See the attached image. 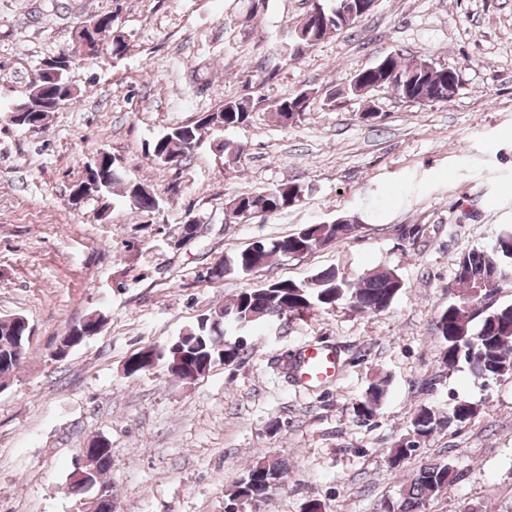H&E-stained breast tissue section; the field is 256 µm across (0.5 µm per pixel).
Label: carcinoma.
<instances>
[{"instance_id":"1","label":"carcinoma","mask_w":512,"mask_h":512,"mask_svg":"<svg viewBox=\"0 0 512 512\" xmlns=\"http://www.w3.org/2000/svg\"><path fill=\"white\" fill-rule=\"evenodd\" d=\"M369 16L365 0H311L306 15L289 30L283 48L289 60L298 59L305 51L335 34L355 29ZM92 31L74 39L72 53L65 58L50 57L41 62L38 79L29 96L18 102L19 115L9 118L11 125L28 130L42 128L50 114L61 105L75 99L76 91L69 80L73 58L94 52L102 44V35L112 29V14L93 19ZM391 71L361 69L349 82L350 94L367 97L363 89L381 84L391 88L401 98L418 103L441 102L448 99V91L458 88L456 69L435 61L430 56L404 58L399 54L384 55ZM405 75L401 84L391 77L394 71ZM310 110V98L296 94L283 98L274 105L279 123L286 124L288 113L300 119ZM254 106L247 97L224 100L217 109L204 113L193 123L169 128L148 148V157L160 164L182 163L202 143L201 131L207 129L216 135L214 150L224 165L237 163L244 146L223 138L224 130L248 123ZM116 185L123 186V198L138 212H151L158 198L147 186L126 179L115 165V158L107 151L100 152L84 169L83 177L73 185V192L89 198H103ZM306 189L295 182L285 181L270 188L251 193L233 194L226 207L234 213L224 215V223L237 224V211L257 210L264 215L275 214L294 206L305 197ZM352 230L347 222L306 224L287 236L261 240L257 249L251 246L227 255L218 261L221 272L208 278L198 274L201 283H218L229 275H248L270 265L277 256L309 254L315 243H331L346 237ZM512 277V229L499 235L489 246L473 248L459 257L455 281L459 290L448 307L438 316L436 329L445 349L443 360L448 365L464 363L471 376L481 382L497 380L512 374V303L495 304V294L485 293L481 285L490 280L498 282ZM403 288L399 276L391 270H377L357 282H352L336 268H326L313 274L307 281L273 280L260 288H247L224 305L210 310L197 319L174 342L166 346H148L126 361L132 366L130 374L137 375L136 362L145 354L150 360L162 363L172 374L182 378L189 374L181 364L189 360H203L212 366L218 360L231 364L243 358L245 347L239 341H228L225 329L246 328L271 319H292L311 315L316 311L333 309L347 300L360 312L377 314L390 307ZM30 326L23 317L0 319V379L10 377L21 365L29 350ZM387 391L383 378L371 383L365 395L356 404V416L368 420L377 413L380 401ZM474 415L473 407L459 402L451 407L448 423H463ZM441 425L434 410L422 407L411 420L412 439L392 450V465L412 455L419 441L430 437ZM91 473L84 478L70 476L71 488L81 493L107 489L95 502L94 512H116L112 491L104 481L112 469V453L105 450L90 458ZM287 464L279 457H264L250 465L245 475L236 482L224 501V512H267L273 489L287 474ZM453 467L443 461L427 460L413 473L400 490L399 498L381 504L380 512H422L434 494L447 489L456 481Z\"/></svg>"}]
</instances>
